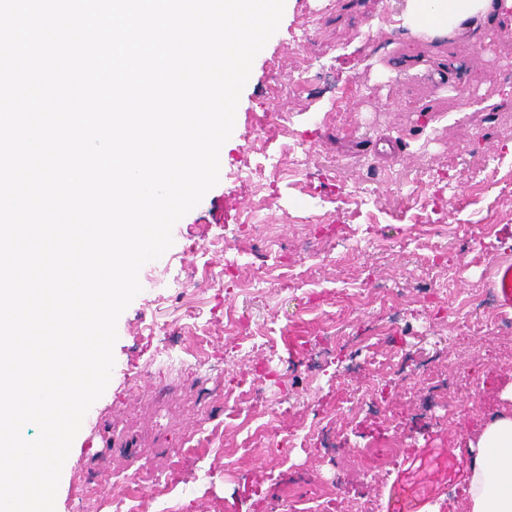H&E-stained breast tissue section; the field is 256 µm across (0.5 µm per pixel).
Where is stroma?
<instances>
[{
  "label": "stroma",
  "instance_id": "obj_1",
  "mask_svg": "<svg viewBox=\"0 0 512 512\" xmlns=\"http://www.w3.org/2000/svg\"><path fill=\"white\" fill-rule=\"evenodd\" d=\"M405 10L406 0H286L241 93L219 183L175 224L160 287L143 289L118 319L111 380L73 442L56 512H82L77 477L112 471L119 483L108 498L148 468L166 474L175 512H325L322 485L339 512L367 500L378 512H467L469 442L497 413H512L503 397L512 330L488 329L481 304L493 264L512 258V26L493 25L481 40L415 37ZM406 43L413 59L404 64ZM450 61L481 72L468 99L434 77ZM467 101L474 111L451 120ZM297 142L307 163L285 171ZM415 170L429 180L407 183ZM370 173L376 188L365 195ZM261 199L276 236L236 255L237 226ZM272 251L291 281L247 291ZM230 262L223 288L202 282V268ZM230 318L240 335L270 326L307 345L243 355L223 332ZM192 323L213 329L205 351L222 374L157 371L150 327L176 333ZM377 329L390 349L412 345L396 374L371 365L372 348L359 343ZM363 359L386 407L348 414L341 380ZM461 366L468 374L441 416L433 394ZM268 367L262 391L281 406L264 448L246 443L242 422L258 404L249 383ZM200 427L212 433V453L192 451ZM396 436L399 455L384 456ZM172 448L185 451L175 465ZM223 448L235 449L234 466Z\"/></svg>",
  "mask_w": 512,
  "mask_h": 512
}]
</instances>
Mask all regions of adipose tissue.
Segmentation results:
<instances>
[{
    "mask_svg": "<svg viewBox=\"0 0 512 512\" xmlns=\"http://www.w3.org/2000/svg\"><path fill=\"white\" fill-rule=\"evenodd\" d=\"M512 11V0H408L411 33L454 36L478 33ZM472 464L469 512H512V417L493 419L477 441Z\"/></svg>",
    "mask_w": 512,
    "mask_h": 512,
    "instance_id": "obj_1",
    "label": "adipose tissue"
}]
</instances>
